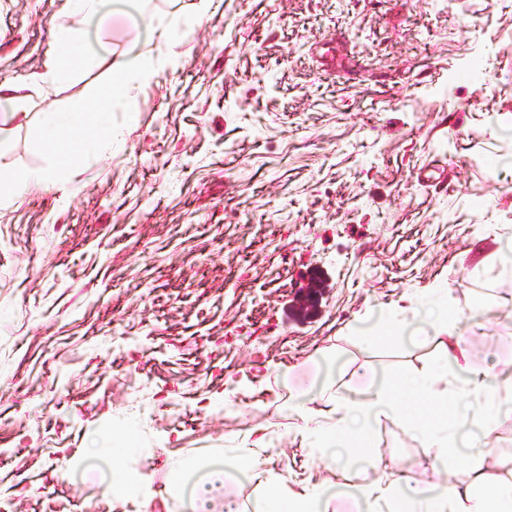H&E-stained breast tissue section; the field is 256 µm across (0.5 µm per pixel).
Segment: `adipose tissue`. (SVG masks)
Instances as JSON below:
<instances>
[{
    "label": "adipose tissue",
    "mask_w": 512,
    "mask_h": 512,
    "mask_svg": "<svg viewBox=\"0 0 512 512\" xmlns=\"http://www.w3.org/2000/svg\"><path fill=\"white\" fill-rule=\"evenodd\" d=\"M154 63L149 55L137 54L125 63L114 66L109 89L101 96L96 112L83 110H45L40 126L42 138L57 140L72 132L76 126L91 124L104 136L112 133V115L126 111V88L134 82L152 77ZM427 321L442 348L438 362L427 369L413 372L404 384L415 396L410 426L428 450L430 466L437 474L427 492L401 483L369 490L364 483H357L358 493L365 499L367 512H512V470L503 475L489 471L490 464L484 450L471 451L465 458V478L447 480L445 452L438 447V438L455 444L457 434L450 429L437 432L423 424L420 413L428 399H448L478 394L481 404L466 410L458 422L478 431L489 433L511 417L502 414L500 403L512 399V372L479 373L467 362L470 341L459 333L457 322L445 302L432 299L428 305L415 304L396 313L378 315L374 331L392 342H399L406 328L418 321ZM390 385H383L373 392L355 393L337 398L335 410L347 422L351 434H369L380 422L403 416V408L392 399ZM261 512H329L330 501L323 493L284 498L277 485L264 484Z\"/></svg>",
    "instance_id": "1"
}]
</instances>
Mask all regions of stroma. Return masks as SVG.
<instances>
[{
	"instance_id": "1",
	"label": "stroma",
	"mask_w": 512,
	"mask_h": 512,
	"mask_svg": "<svg viewBox=\"0 0 512 512\" xmlns=\"http://www.w3.org/2000/svg\"><path fill=\"white\" fill-rule=\"evenodd\" d=\"M137 0L96 18L54 84L68 0H0V85L97 107L114 64L144 51L91 168L41 142L38 110L0 124V159L58 167L0 206V502L8 512H257L261 488L314 486L359 512L325 401L435 362L428 325L393 344L361 329L447 288L469 366L512 363V0ZM176 18L153 34L156 10ZM322 298L298 313L311 271ZM379 485L428 481L402 419L368 436ZM139 473L124 493L94 468Z\"/></svg>"
}]
</instances>
